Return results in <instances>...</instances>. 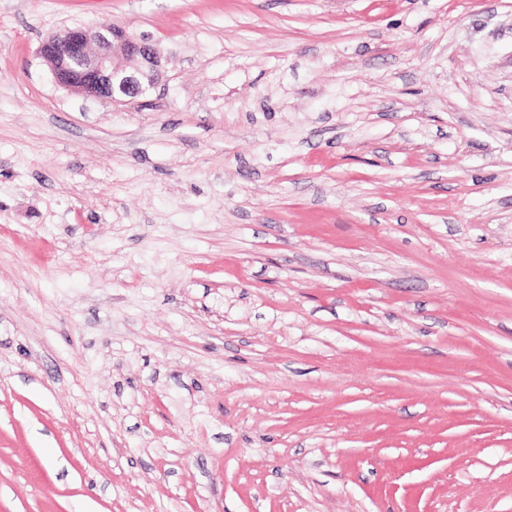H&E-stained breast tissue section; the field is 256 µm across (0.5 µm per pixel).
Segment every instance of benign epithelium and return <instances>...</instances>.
Returning a JSON list of instances; mask_svg holds the SVG:
<instances>
[{"instance_id":"obj_1","label":"benign epithelium","mask_w":512,"mask_h":512,"mask_svg":"<svg viewBox=\"0 0 512 512\" xmlns=\"http://www.w3.org/2000/svg\"><path fill=\"white\" fill-rule=\"evenodd\" d=\"M38 54L58 86L113 104L147 96L164 60L159 43L107 22L67 28L43 40Z\"/></svg>"}]
</instances>
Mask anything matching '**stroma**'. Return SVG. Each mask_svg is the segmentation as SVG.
Returning <instances> with one entry per match:
<instances>
[{
  "instance_id": "35a3bbf8",
  "label": "stroma",
  "mask_w": 512,
  "mask_h": 512,
  "mask_svg": "<svg viewBox=\"0 0 512 512\" xmlns=\"http://www.w3.org/2000/svg\"><path fill=\"white\" fill-rule=\"evenodd\" d=\"M0 512H512V0H0ZM38 54L58 86L113 104L146 97L164 60L158 42L107 22L66 28L43 40Z\"/></svg>"
}]
</instances>
